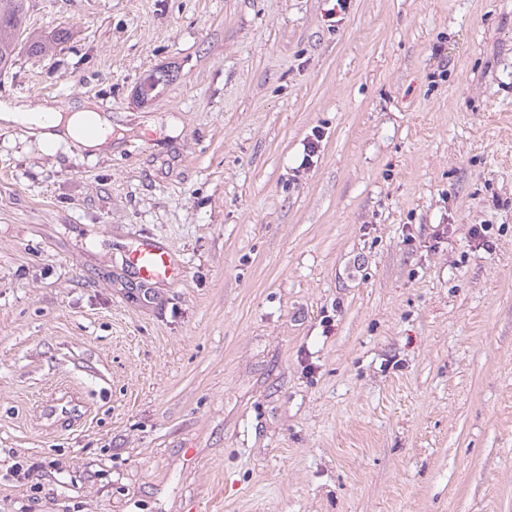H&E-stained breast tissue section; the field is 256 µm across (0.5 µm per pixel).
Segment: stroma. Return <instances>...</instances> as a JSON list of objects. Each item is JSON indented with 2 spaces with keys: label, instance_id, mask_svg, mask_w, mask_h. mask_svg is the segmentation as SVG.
I'll use <instances>...</instances> for the list:
<instances>
[{
  "label": "stroma",
  "instance_id": "obj_1",
  "mask_svg": "<svg viewBox=\"0 0 512 512\" xmlns=\"http://www.w3.org/2000/svg\"><path fill=\"white\" fill-rule=\"evenodd\" d=\"M26 27L68 38L0 101L95 102L112 150L0 127V512H512V0ZM130 260L136 272L149 281L169 279L178 270L170 249L148 238L139 243Z\"/></svg>",
  "mask_w": 512,
  "mask_h": 512
}]
</instances>
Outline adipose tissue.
<instances>
[{
	"instance_id": "1",
	"label": "adipose tissue",
	"mask_w": 512,
	"mask_h": 512,
	"mask_svg": "<svg viewBox=\"0 0 512 512\" xmlns=\"http://www.w3.org/2000/svg\"><path fill=\"white\" fill-rule=\"evenodd\" d=\"M18 124L48 148L68 140L93 155L112 150V118L88 101L67 110L47 102L35 107L1 102L0 125Z\"/></svg>"
}]
</instances>
